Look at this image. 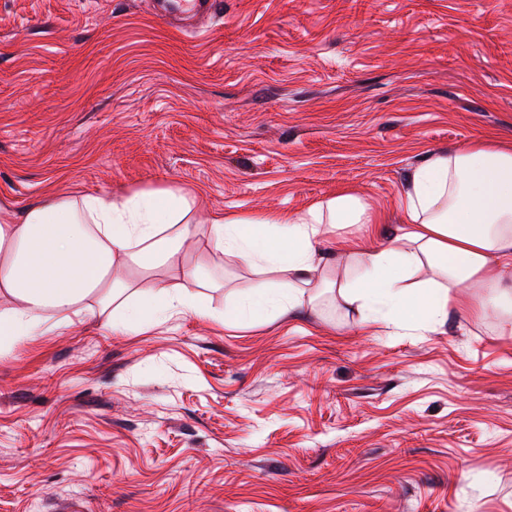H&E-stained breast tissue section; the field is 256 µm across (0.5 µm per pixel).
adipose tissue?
<instances>
[{
    "label": "adipose tissue",
    "mask_w": 512,
    "mask_h": 512,
    "mask_svg": "<svg viewBox=\"0 0 512 512\" xmlns=\"http://www.w3.org/2000/svg\"><path fill=\"white\" fill-rule=\"evenodd\" d=\"M193 196L172 188L111 194L50 192L0 219V344L37 336L92 297L128 295L130 327L191 306L154 282L131 288L123 273L174 270L192 237ZM403 226L374 241L321 258L325 233L372 224L361 196L344 191L302 212H214V260L237 258L258 277L224 319L259 320L300 308L316 288L367 311L368 321L429 329L477 293L485 307L512 314V145L494 137L463 150L438 149L411 172L400 197Z\"/></svg>",
    "instance_id": "1"
}]
</instances>
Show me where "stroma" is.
Returning <instances> with one entry per match:
<instances>
[{"label":"stroma","mask_w":512,"mask_h":512,"mask_svg":"<svg viewBox=\"0 0 512 512\" xmlns=\"http://www.w3.org/2000/svg\"><path fill=\"white\" fill-rule=\"evenodd\" d=\"M198 32L151 0H0V208L174 187L201 212H301L342 189L392 238L437 149L512 143V0H222ZM181 272L203 299L122 330L88 299L0 346V512H512V319L422 331L335 293L264 321L254 277Z\"/></svg>","instance_id":"35a3bbf8"}]
</instances>
